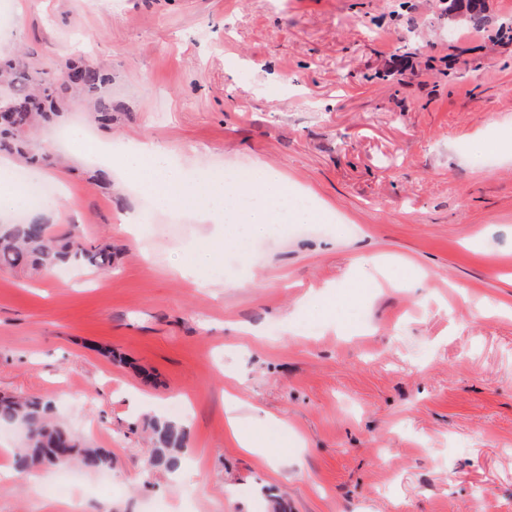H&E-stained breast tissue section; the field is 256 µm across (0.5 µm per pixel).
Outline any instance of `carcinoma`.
<instances>
[{
    "instance_id": "1",
    "label": "carcinoma",
    "mask_w": 512,
    "mask_h": 512,
    "mask_svg": "<svg viewBox=\"0 0 512 512\" xmlns=\"http://www.w3.org/2000/svg\"><path fill=\"white\" fill-rule=\"evenodd\" d=\"M480 0H453L450 25L464 23L481 28L488 22ZM109 77L97 64L72 63L63 73L39 70L24 57L0 60V86L11 89L3 101L12 120L0 123V152L22 150L26 132L54 120L62 112L71 91L81 94L94 107L96 120L112 119V101L104 95ZM86 260L93 266L112 268L111 247L87 248L71 230L51 234V226L37 222L0 226V266L53 270L70 262ZM0 427L23 432L24 442L14 454L15 469L27 474L46 467L59 455L65 462L95 474L112 469V453L98 448L72 432L55 414L51 401L41 398L0 397ZM153 439L149 464L169 473L177 470L187 450L188 431L184 424L163 418L148 422Z\"/></svg>"
}]
</instances>
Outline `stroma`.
<instances>
[{"mask_svg":"<svg viewBox=\"0 0 512 512\" xmlns=\"http://www.w3.org/2000/svg\"><path fill=\"white\" fill-rule=\"evenodd\" d=\"M486 6L491 27L454 34L436 0H0V58L112 76L109 127L72 100L34 140L60 165L14 163L64 198L24 219L77 211L113 253L0 269V393L51 400L113 456L0 487V512H512V158L481 147L512 129V0ZM70 128L227 179L275 169L332 218L190 270L212 225L75 156ZM402 257L423 290L395 269L346 333L313 318L354 259ZM233 403L278 464L231 441ZM154 416L188 422L183 476L147 464Z\"/></svg>","mask_w":512,"mask_h":512,"instance_id":"obj_1","label":"stroma"}]
</instances>
